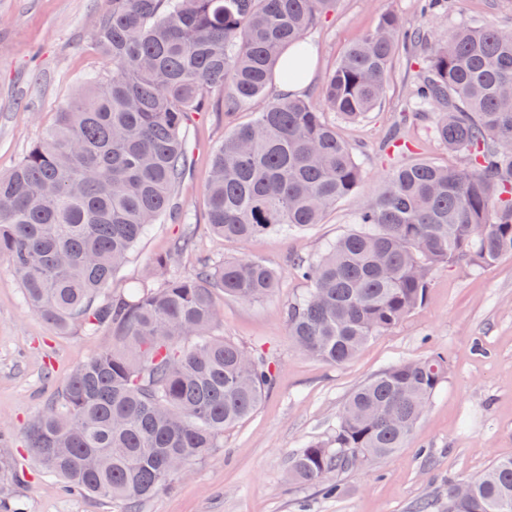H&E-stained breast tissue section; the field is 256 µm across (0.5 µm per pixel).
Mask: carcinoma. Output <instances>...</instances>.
Masks as SVG:
<instances>
[{"label": "carcinoma", "mask_w": 512, "mask_h": 512, "mask_svg": "<svg viewBox=\"0 0 512 512\" xmlns=\"http://www.w3.org/2000/svg\"><path fill=\"white\" fill-rule=\"evenodd\" d=\"M337 0H111L93 38L111 69L90 76L55 125L0 175V259L31 311L60 334L112 337L76 366L60 398L28 424L25 447L47 473L129 512L260 405L268 359L219 333L215 291L271 296L281 274L246 257L175 269L191 242L155 256L137 284L108 293L151 226L174 214L186 130L216 89L224 112L260 102L224 136L205 195L208 224L239 242L322 222L363 172L325 112L348 122L381 105L393 57L433 40L402 118L434 116L435 137L460 167L395 165L356 216L359 227L294 273L309 288L281 315L301 353L340 365L422 305L441 267L512 256V28L476 22L431 38L392 12L341 56L314 102L272 98L274 73L298 77L308 31ZM447 361L390 365L358 387L333 434L293 454L288 478L321 484L334 471L404 447ZM448 482L443 512H512V457Z\"/></svg>", "instance_id": "carcinoma-1"}]
</instances>
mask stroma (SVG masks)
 I'll use <instances>...</instances> for the list:
<instances>
[{
	"label": "stroma",
	"instance_id": "stroma-1",
	"mask_svg": "<svg viewBox=\"0 0 512 512\" xmlns=\"http://www.w3.org/2000/svg\"><path fill=\"white\" fill-rule=\"evenodd\" d=\"M108 0H0V175L53 125L59 109L93 74L109 65L93 41ZM397 14L409 28L433 35L474 21L512 28V0H449L442 12L423 17L419 0H338L336 9L307 34L313 78L306 93L318 97L325 77L345 49L373 30L381 15ZM425 48L395 56L385 99L367 120L337 122L364 172L358 190L307 229L246 243L214 235L208 225L205 184L215 148L225 132L249 123L250 104L226 116L220 92L189 128L185 174L174 204L185 222L153 225L112 278L113 290L145 275L150 260L188 235L195 256L213 263L247 257L285 271L267 300L248 303L218 297L223 332L240 345L265 353L275 381L246 420L224 433V445L194 461L188 475L142 501L137 512H416L420 499L443 498L449 481L472 477L500 457L512 456V256L478 268L453 266L433 276L425 304L382 336L370 339L347 363L329 365L292 345L281 309L306 289L291 275L294 257L319 253L355 227V216L395 158L382 145L419 74ZM402 137L420 157L462 165L432 136L427 120L410 117ZM0 261V434L22 472L0 479V512H127L124 502L65 491L24 450L28 421L56 401L70 370L111 347L105 334L57 335L28 311L16 280ZM434 355L448 375L404 448L392 457L328 476L323 486L300 487L286 478L289 458L305 444L329 437L346 399L397 361Z\"/></svg>",
	"mask_w": 512,
	"mask_h": 512
}]
</instances>
